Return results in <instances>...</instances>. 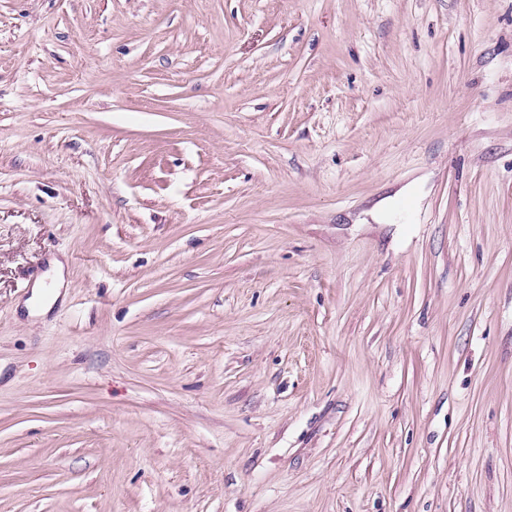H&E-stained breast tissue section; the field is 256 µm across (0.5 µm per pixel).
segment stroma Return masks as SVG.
I'll list each match as a JSON object with an SVG mask.
<instances>
[{"label":"stroma","mask_w":512,"mask_h":512,"mask_svg":"<svg viewBox=\"0 0 512 512\" xmlns=\"http://www.w3.org/2000/svg\"><path fill=\"white\" fill-rule=\"evenodd\" d=\"M0 512H512V0H0ZM52 263L58 270L59 275L55 285L53 286L52 283L47 285L44 281L37 280L33 288V296L36 297L35 302L39 305H42L41 311L43 313L47 312L52 304L56 301L60 295V289L63 285L61 273L62 264L56 259H54Z\"/></svg>","instance_id":"1"}]
</instances>
